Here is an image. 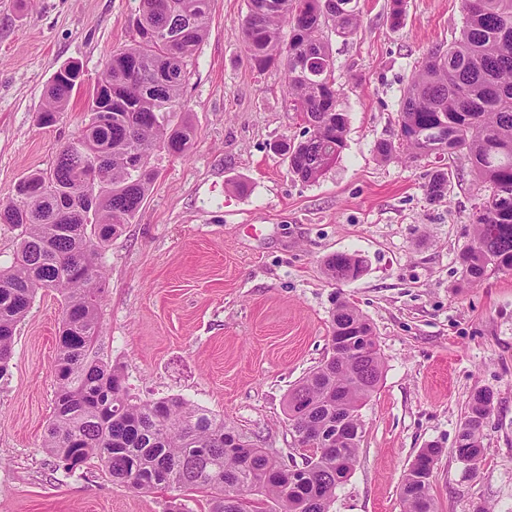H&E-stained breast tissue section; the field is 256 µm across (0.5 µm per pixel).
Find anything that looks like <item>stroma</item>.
Returning a JSON list of instances; mask_svg holds the SVG:
<instances>
[{
  "instance_id": "1",
  "label": "stroma",
  "mask_w": 512,
  "mask_h": 512,
  "mask_svg": "<svg viewBox=\"0 0 512 512\" xmlns=\"http://www.w3.org/2000/svg\"><path fill=\"white\" fill-rule=\"evenodd\" d=\"M358 0L359 28L327 30L347 113V146L316 180L288 171L280 144L303 124L285 79L250 65L238 25L247 0H211L206 38L184 88L196 138L155 151L150 191L102 256L107 283L98 351L121 365L137 399L178 395L224 417L289 465L303 462L286 415L289 389L331 354L335 300L371 323L383 377L359 411L358 459L330 512H403L402 478L420 449L442 454L435 512H512V270L465 284L458 263L483 197L464 156L404 155L395 140L403 93L429 49L463 27L461 0ZM139 0H0V204L49 171L78 135L88 94L113 51L131 44ZM78 63L84 84L55 125H38L55 72ZM449 172L441 200L424 190ZM366 270L336 282L334 254ZM61 298L38 291L18 325L0 384V512H167L203 497L169 487L140 494L98 468L53 471L41 446L53 413ZM493 393L477 464L454 453L475 390Z\"/></svg>"
}]
</instances>
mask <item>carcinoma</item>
I'll list each match as a JSON object with an SVG mask.
<instances>
[{
  "label": "carcinoma",
  "instance_id": "obj_1",
  "mask_svg": "<svg viewBox=\"0 0 512 512\" xmlns=\"http://www.w3.org/2000/svg\"><path fill=\"white\" fill-rule=\"evenodd\" d=\"M210 0H141L135 37L112 53L93 92L112 121L96 126L86 110L78 136L59 152L52 170L21 180L46 184L41 198L0 206V223L23 228L10 265L0 266V381L10 376L14 334L40 290L63 298L55 406L42 447L54 469L70 475L88 466L141 493L175 486L206 499L209 512H247L250 502L266 512H329L336 489L357 461L359 410L383 374L378 350L359 359L343 336H370V322L346 301L331 315V356L288 392V423L301 433L327 435L336 418L347 420L341 444L312 448L304 456V484L288 487L290 467L256 447L224 418L179 396L136 400L122 369L97 357L99 305L106 282L102 252L131 223L156 172L155 150L183 154L196 136L184 112V87L209 21ZM464 24L448 47L427 52L404 91L398 143L414 158L463 153L488 194L473 215L471 242L459 254L463 274L481 281L493 270L512 269V0H462ZM288 25V38L281 30ZM357 0H249L239 25L254 69L284 71L286 102L304 124L300 140L280 151L300 180L316 179L346 147L348 115L339 109L335 62L324 40L330 25L341 36L357 32ZM78 84L53 77L38 121L55 123L68 111ZM87 158L100 160L111 185L98 191L81 178ZM449 173L439 170L425 184L431 199L444 197ZM366 269L358 254L337 253L326 262L335 281ZM490 398L473 393L466 403L455 453L476 463ZM404 512H434L425 465L413 461L401 487Z\"/></svg>",
  "mask_w": 512,
  "mask_h": 512
}]
</instances>
